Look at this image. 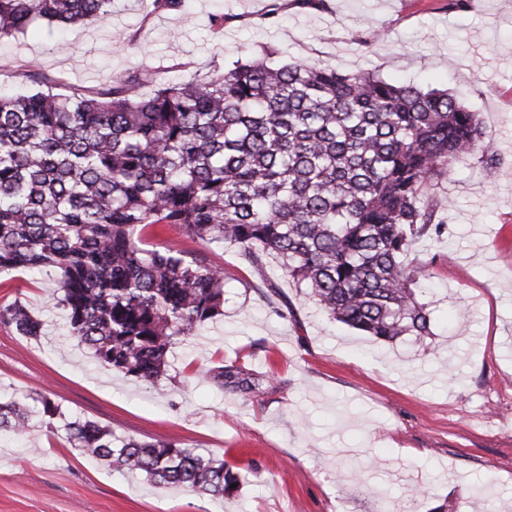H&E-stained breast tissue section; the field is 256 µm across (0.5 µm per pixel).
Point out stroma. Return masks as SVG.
I'll list each match as a JSON object with an SVG mask.
<instances>
[{
  "label": "stroma",
  "mask_w": 512,
  "mask_h": 512,
  "mask_svg": "<svg viewBox=\"0 0 512 512\" xmlns=\"http://www.w3.org/2000/svg\"><path fill=\"white\" fill-rule=\"evenodd\" d=\"M262 46L279 64L445 89L480 112L476 156L432 188L447 231L418 245L431 336L379 345L274 262L259 272L236 247L163 225L152 242L221 267L225 302L152 385L77 348L56 268L1 272L0 307L22 303L43 333L0 322V401L44 393L63 417L0 435V512H512V0H185L175 12L113 0L105 22L65 32L38 20L0 44V91L28 92L33 64L67 93L144 69L188 80ZM235 358L273 390L243 398L197 375ZM66 419L223 457L240 490L222 499L113 472L71 448Z\"/></svg>",
  "instance_id": "obj_1"
}]
</instances>
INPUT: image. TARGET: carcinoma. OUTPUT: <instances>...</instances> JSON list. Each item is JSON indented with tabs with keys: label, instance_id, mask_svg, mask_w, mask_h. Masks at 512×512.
I'll list each match as a JSON object with an SVG mask.
<instances>
[{
	"label": "carcinoma",
	"instance_id": "carcinoma-1",
	"mask_svg": "<svg viewBox=\"0 0 512 512\" xmlns=\"http://www.w3.org/2000/svg\"><path fill=\"white\" fill-rule=\"evenodd\" d=\"M111 13L112 0H0V42L36 20L79 27ZM274 54L265 47L187 82L142 72L68 94L34 66L35 91L0 93V272L58 269L70 336L103 368L158 383L172 347L224 303L220 272L143 242L162 224L232 244L259 272L275 259L332 319L376 341L432 335L413 288L427 269L411 254L443 233L429 187L474 153L480 114L446 90L275 65ZM0 320L42 335L19 303ZM202 374L243 397L272 387L238 358ZM36 415L62 417L46 396L0 402V434L27 433ZM63 430L114 472L222 498L238 491L222 458L92 421Z\"/></svg>",
	"mask_w": 512,
	"mask_h": 512
}]
</instances>
